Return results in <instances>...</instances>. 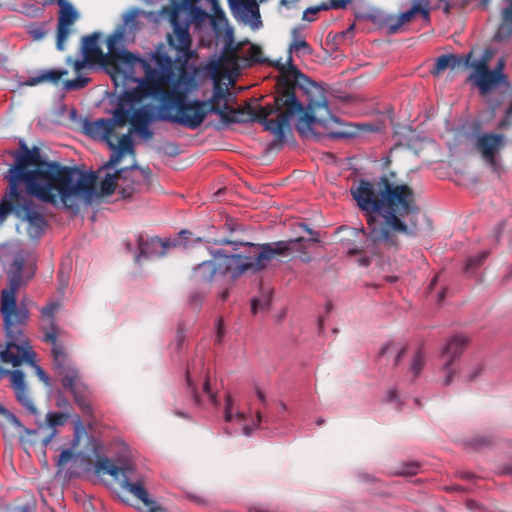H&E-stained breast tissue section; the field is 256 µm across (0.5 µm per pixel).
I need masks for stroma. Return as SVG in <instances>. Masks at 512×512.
I'll use <instances>...</instances> for the list:
<instances>
[{
  "label": "stroma",
  "mask_w": 512,
  "mask_h": 512,
  "mask_svg": "<svg viewBox=\"0 0 512 512\" xmlns=\"http://www.w3.org/2000/svg\"><path fill=\"white\" fill-rule=\"evenodd\" d=\"M273 7L0 0V512H512V0Z\"/></svg>",
  "instance_id": "stroma-1"
}]
</instances>
